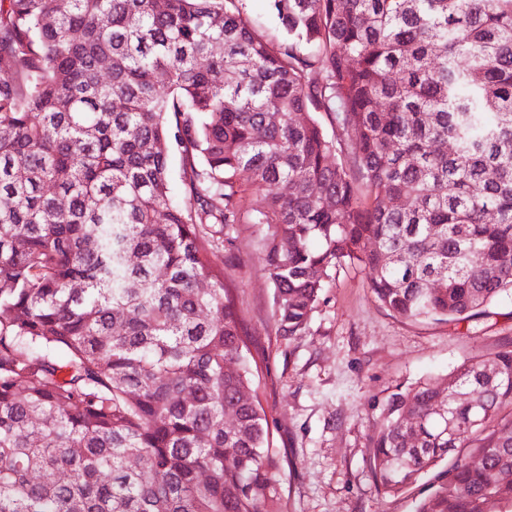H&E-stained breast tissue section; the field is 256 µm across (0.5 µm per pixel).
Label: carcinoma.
Segmentation results:
<instances>
[{"mask_svg":"<svg viewBox=\"0 0 512 512\" xmlns=\"http://www.w3.org/2000/svg\"><path fill=\"white\" fill-rule=\"evenodd\" d=\"M268 2L279 39L243 0H0V512H284L236 224L285 336L347 262L407 320L512 291V0ZM506 403L509 344L391 394L382 493L512 504Z\"/></svg>","mask_w":512,"mask_h":512,"instance_id":"cac0c4a2","label":"carcinoma"}]
</instances>
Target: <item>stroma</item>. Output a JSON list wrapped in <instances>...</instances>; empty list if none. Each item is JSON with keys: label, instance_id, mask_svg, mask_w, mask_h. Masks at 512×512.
I'll list each match as a JSON object with an SVG mask.
<instances>
[{"label": "stroma", "instance_id": "obj_1", "mask_svg": "<svg viewBox=\"0 0 512 512\" xmlns=\"http://www.w3.org/2000/svg\"><path fill=\"white\" fill-rule=\"evenodd\" d=\"M235 236L224 282L258 364L273 445L286 458V512H412L424 486L380 492L369 465L371 427L396 387L452 374L464 358L511 340L512 292L457 325L411 322L386 310L364 270L346 264L332 271L305 331L285 336L273 315L265 227L239 224Z\"/></svg>", "mask_w": 512, "mask_h": 512}]
</instances>
